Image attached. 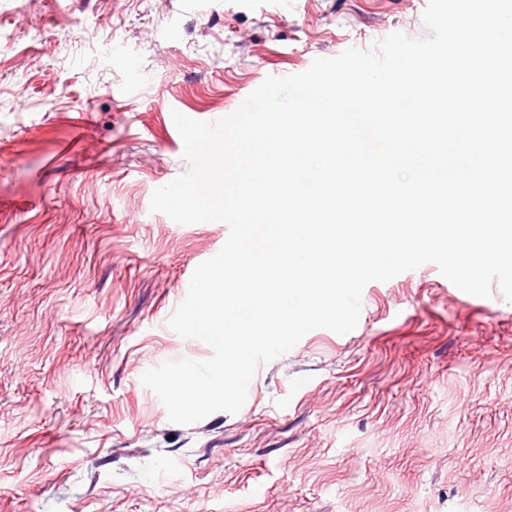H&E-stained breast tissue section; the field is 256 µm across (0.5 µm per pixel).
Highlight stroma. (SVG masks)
Masks as SVG:
<instances>
[{
  "label": "stroma",
  "mask_w": 512,
  "mask_h": 512,
  "mask_svg": "<svg viewBox=\"0 0 512 512\" xmlns=\"http://www.w3.org/2000/svg\"><path fill=\"white\" fill-rule=\"evenodd\" d=\"M427 0H0V512H512V303L429 265L357 327L258 367L242 409L169 421L142 374L212 348L169 320L223 222L150 209L173 112L232 114Z\"/></svg>",
  "instance_id": "stroma-1"
}]
</instances>
